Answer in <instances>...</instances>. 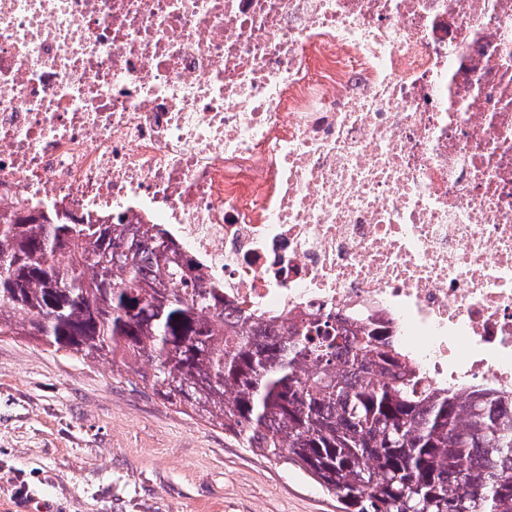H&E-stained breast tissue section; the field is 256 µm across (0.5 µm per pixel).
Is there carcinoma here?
Wrapping results in <instances>:
<instances>
[{
    "label": "carcinoma",
    "mask_w": 512,
    "mask_h": 512,
    "mask_svg": "<svg viewBox=\"0 0 512 512\" xmlns=\"http://www.w3.org/2000/svg\"><path fill=\"white\" fill-rule=\"evenodd\" d=\"M200 273L160 224H77L25 205L0 220V336L112 363L300 470L343 512H512V400L422 389L366 328L234 323L224 289Z\"/></svg>",
    "instance_id": "obj_1"
}]
</instances>
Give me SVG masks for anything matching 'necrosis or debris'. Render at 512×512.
<instances>
[{"label":"necrosis or debris","mask_w":512,"mask_h":512,"mask_svg":"<svg viewBox=\"0 0 512 512\" xmlns=\"http://www.w3.org/2000/svg\"><path fill=\"white\" fill-rule=\"evenodd\" d=\"M160 224L233 307L512 393V0H0V217Z\"/></svg>","instance_id":"1"}]
</instances>
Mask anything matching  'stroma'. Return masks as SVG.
I'll list each match as a JSON object with an SVG mask.
<instances>
[{"label":"stroma","mask_w":512,"mask_h":512,"mask_svg":"<svg viewBox=\"0 0 512 512\" xmlns=\"http://www.w3.org/2000/svg\"><path fill=\"white\" fill-rule=\"evenodd\" d=\"M13 512H340L301 472L111 364L0 336V501Z\"/></svg>","instance_id":"obj_1"}]
</instances>
